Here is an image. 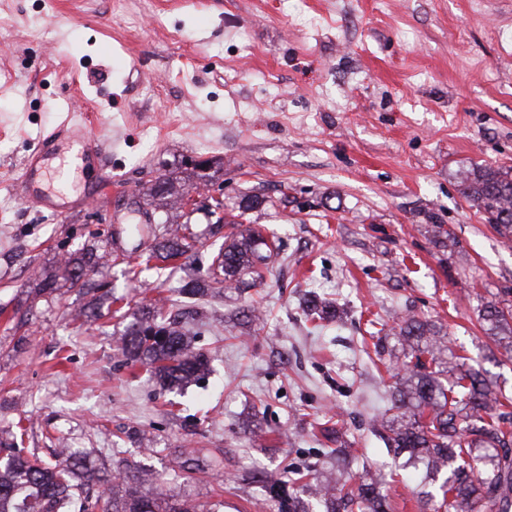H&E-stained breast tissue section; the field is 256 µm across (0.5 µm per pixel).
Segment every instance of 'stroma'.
I'll return each instance as SVG.
<instances>
[{"label":"stroma","mask_w":512,"mask_h":512,"mask_svg":"<svg viewBox=\"0 0 512 512\" xmlns=\"http://www.w3.org/2000/svg\"><path fill=\"white\" fill-rule=\"evenodd\" d=\"M35 10L0 0V432L22 425L42 457L61 445L113 474L147 468L211 512H275L262 479L289 470L364 477L390 512H421L438 484L382 426L402 349L368 322L436 323L512 400V352L479 317L512 289V240L459 183L512 171V0H50L44 25ZM77 107L104 144L95 179L123 190L55 220L11 185ZM203 159L210 194L229 210L259 197L246 218L283 247L261 285L194 304L212 372L180 391L122 366L111 300L86 318L88 296L37 288L93 253L88 279L131 311L174 303L178 264L130 277L135 227L153 210L207 249L213 217L149 195L163 174L194 190ZM308 296L339 312L317 333ZM187 448L202 471L176 467Z\"/></svg>","instance_id":"35a3bbf8"}]
</instances>
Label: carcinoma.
I'll return each instance as SVG.
<instances>
[{
    "mask_svg": "<svg viewBox=\"0 0 512 512\" xmlns=\"http://www.w3.org/2000/svg\"><path fill=\"white\" fill-rule=\"evenodd\" d=\"M462 193L487 215L500 235L512 237V175L492 167H475L461 177ZM187 198L179 179L163 175L151 188V196ZM250 198L242 213L231 221L236 231L226 236L224 247L207 258L206 278L189 280L180 291L190 296L219 295L234 284L247 286L263 279V269L279 254L278 240H268L261 231L244 224L243 213L258 207ZM198 255L196 240L178 225L165 228L163 240L151 247L145 263L169 262ZM58 278L71 288H81V261L69 260ZM126 321L121 353L126 365L150 370L161 385L180 387L204 379L209 359L191 345L180 327L182 314L176 305L168 311L146 308L141 313L119 315ZM487 334L512 351V307L488 304L481 317ZM398 341L405 361L390 372L394 379L392 408L388 421L389 444L406 453L411 462L428 473L448 470L442 497L429 500L431 512H512V410L491 385L463 365L447 382L442 380V354L448 351L444 337L428 320L416 316L403 319ZM484 448L489 454L474 451ZM55 462L28 455L22 427L0 438V512H67L77 499L92 501L101 512H199V507L162 492L144 491L142 476H126L116 497L111 479L81 466L84 455L72 456L66 448L53 449ZM306 472L266 480L269 500L280 512H308L296 508ZM322 512H389L376 485L361 479L356 487L327 480L319 488Z\"/></svg>",
    "mask_w": 512,
    "mask_h": 512,
    "instance_id": "cac0c4a2",
    "label": "carcinoma"
}]
</instances>
